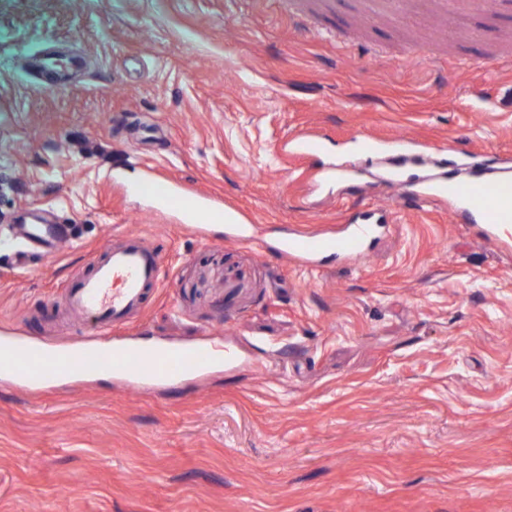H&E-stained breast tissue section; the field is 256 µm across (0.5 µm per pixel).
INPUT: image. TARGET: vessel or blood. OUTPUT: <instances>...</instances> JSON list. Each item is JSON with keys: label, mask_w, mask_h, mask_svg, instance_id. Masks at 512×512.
<instances>
[{"label": "vessel or blood", "mask_w": 512, "mask_h": 512, "mask_svg": "<svg viewBox=\"0 0 512 512\" xmlns=\"http://www.w3.org/2000/svg\"><path fill=\"white\" fill-rule=\"evenodd\" d=\"M288 148L294 156L309 160L322 151V141L314 135L293 138ZM376 149L381 153L410 158L421 153L420 143L409 138L380 141ZM475 176L467 185L450 184L447 175L409 184L398 178V188L413 187L423 203L453 196L459 210L476 214L483 221L485 240L499 244L508 238L507 225L512 222V182L489 177L482 163H475ZM145 190L160 205L169 209L176 205L182 187L176 183L146 185ZM196 218L221 213L225 216V240L239 243L257 239L256 227L244 213L233 207L221 206L219 198L201 193L193 202ZM387 214L383 211L365 213L358 221L335 228L298 230L287 229L268 245L270 251L303 266L315 267L323 257L333 256L343 261H358L380 237L386 227ZM57 236L55 224L32 218L24 225L23 246L17 252L18 260H26L30 250L48 245ZM164 257L162 251L142 238L131 235L118 247L105 246L92 257L91 270L67 291L69 310L93 318L103 330L122 328L131 314L142 308L149 288L161 280ZM225 366H233L235 356L215 341L200 342L189 347L173 346L157 352L139 342H113L103 348L92 342L77 356L62 354L49 357L28 344L8 343L0 346V364L10 367L22 380L30 382L46 379L67 371L78 377L95 374L102 368H111L121 376L130 390H138L145 380H175L203 372L216 359Z\"/></svg>", "instance_id": "b4317fda"}]
</instances>
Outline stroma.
<instances>
[{"instance_id": "35a3bbf8", "label": "stroma", "mask_w": 512, "mask_h": 512, "mask_svg": "<svg viewBox=\"0 0 512 512\" xmlns=\"http://www.w3.org/2000/svg\"><path fill=\"white\" fill-rule=\"evenodd\" d=\"M505 56L512 0H0V341L98 340L57 310L136 234L164 286L120 338L216 337L241 357L139 393L0 368V512H512V246L402 197L361 146L488 148L512 174ZM307 132L339 167L316 188L285 148ZM150 179L223 197L258 241L218 221L201 241L122 190ZM374 209L388 229L358 262L306 269L262 245ZM28 211L65 237L23 268ZM381 153L396 154L410 158L424 151V147L413 139L403 138L394 140H382L376 147H372Z\"/></svg>"}]
</instances>
